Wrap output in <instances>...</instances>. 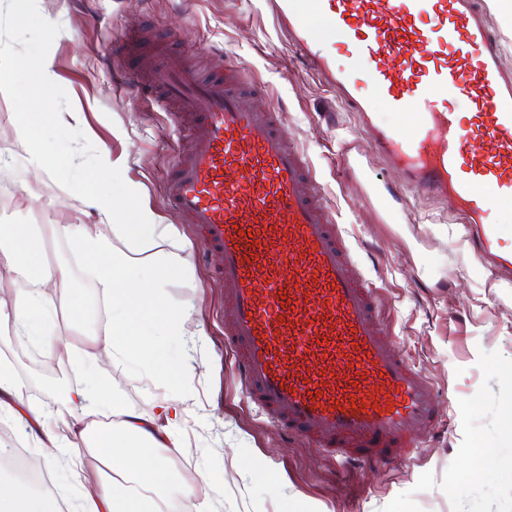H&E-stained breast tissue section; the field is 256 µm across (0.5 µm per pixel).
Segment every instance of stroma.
<instances>
[{
	"mask_svg": "<svg viewBox=\"0 0 512 512\" xmlns=\"http://www.w3.org/2000/svg\"><path fill=\"white\" fill-rule=\"evenodd\" d=\"M37 6L62 27L48 59L81 130L95 147L124 160L128 186L156 223L170 225L168 248L181 251L187 263L164 295L170 309L190 313L204 333L174 345L167 356L170 365L189 368L192 383L173 426L181 447L164 465L177 480L194 473L197 505L208 512H512V281L500 280L470 251L451 202L419 196L375 154L357 116L299 61L263 0H37ZM130 31L153 41L171 38L172 49L191 54L205 75L232 62L269 94L284 138L315 168L355 262L377 289L383 328L430 383L438 422L419 435L413 461L344 465L286 436L241 388L224 335L216 261L166 193L183 135L153 96L134 87L131 74L145 52L124 42ZM371 182L396 190L390 214L370 201ZM99 221L95 203L33 167L12 104L0 94V225ZM47 253L52 265L69 269L72 288L93 299L92 330L104 333L111 306L99 286L84 287L87 260L65 238ZM53 334L54 347L40 350L0 330V361L12 366L23 404L60 421L72 415L66 400L33 380L27 361L38 354L65 362L68 385H84L94 372L111 380L137 412L153 413L163 394L148 378L153 362L117 360L93 371L82 360L87 339L67 319H58ZM0 423L9 428L0 434V476L13 479L7 460L19 449L33 459L38 441L12 416ZM484 448L495 449L498 461L486 475L474 468ZM100 467L87 456L79 479L47 470L46 492L65 512H76L83 482ZM211 473L222 475V493L207 484Z\"/></svg>",
	"mask_w": 512,
	"mask_h": 512,
	"instance_id": "35a3bbf8",
	"label": "stroma"
}]
</instances>
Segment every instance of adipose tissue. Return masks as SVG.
Wrapping results in <instances>:
<instances>
[{
    "label": "adipose tissue",
    "mask_w": 512,
    "mask_h": 512,
    "mask_svg": "<svg viewBox=\"0 0 512 512\" xmlns=\"http://www.w3.org/2000/svg\"><path fill=\"white\" fill-rule=\"evenodd\" d=\"M97 208L103 223L46 224L38 237L26 224L0 226V266L20 270L28 283L11 309L0 306V326H9L27 343L50 346L40 290L49 284L67 285L69 276L64 268L45 265V242L64 237L90 259V270L112 303L109 327L104 335L92 336L85 363L95 367L114 360L164 357L167 341L188 334V316L168 309L162 298L166 283L182 275L185 262L179 253H159L169 237L167 225L143 212L128 213L125 198L99 194ZM66 399L82 414L65 422L64 434L43 430V451L33 459L32 469L50 467L64 457L77 462L88 452L101 459L106 470L85 486L79 512H164L173 491L170 476L164 468L144 462L139 449L179 448L172 431L181 413L179 396L165 397L148 416L127 407L105 382L68 389ZM100 407L120 417L119 428L90 431L86 418ZM0 512H58V504L24 483L0 480Z\"/></svg>",
    "instance_id": "adipose-tissue-1"
}]
</instances>
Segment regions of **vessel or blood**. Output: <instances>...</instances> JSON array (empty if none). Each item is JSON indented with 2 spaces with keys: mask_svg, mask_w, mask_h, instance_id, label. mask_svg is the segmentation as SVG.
<instances>
[{
  "mask_svg": "<svg viewBox=\"0 0 512 512\" xmlns=\"http://www.w3.org/2000/svg\"><path fill=\"white\" fill-rule=\"evenodd\" d=\"M310 71L366 122L375 152L426 198L451 199L470 244L512 274L489 216L512 202V69L478 0H267ZM348 64H338L334 45ZM136 84L174 106L202 150L178 156L166 192L209 241L224 285V334L260 413L342 462L411 461L435 418L430 385L380 328L302 151L279 132L263 89L200 77L162 49ZM409 128L370 124L366 92ZM468 103L446 108L448 98Z\"/></svg>",
  "mask_w": 512,
  "mask_h": 512,
  "instance_id": "obj_1",
  "label": "vessel or blood"
}]
</instances>
